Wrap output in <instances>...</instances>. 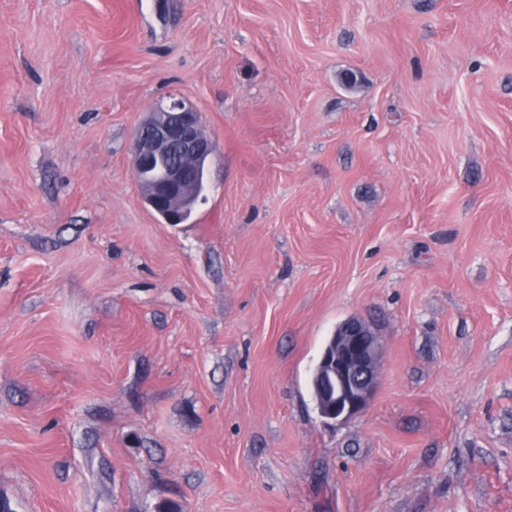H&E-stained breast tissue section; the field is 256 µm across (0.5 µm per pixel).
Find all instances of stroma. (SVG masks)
I'll return each mask as SVG.
<instances>
[{"mask_svg":"<svg viewBox=\"0 0 512 512\" xmlns=\"http://www.w3.org/2000/svg\"><path fill=\"white\" fill-rule=\"evenodd\" d=\"M171 95L183 224L131 164ZM352 316L380 381L327 421ZM0 494L512 512V0H0ZM214 152L191 103L170 97L155 106L132 137L133 169L144 203L166 224L181 223L198 199L196 186ZM382 349L363 320L351 317L336 325L312 380L321 417L345 420L369 408L379 383Z\"/></svg>","mask_w":512,"mask_h":512,"instance_id":"1","label":"stroma"}]
</instances>
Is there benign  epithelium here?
Returning a JSON list of instances; mask_svg holds the SVG:
<instances>
[{"mask_svg":"<svg viewBox=\"0 0 512 512\" xmlns=\"http://www.w3.org/2000/svg\"><path fill=\"white\" fill-rule=\"evenodd\" d=\"M215 152L200 112L181 97L155 106L134 130L132 163L144 203L167 224L181 223ZM382 343L363 320L338 323L312 380L318 413L345 420L367 410L378 387Z\"/></svg>","mask_w":512,"mask_h":512,"instance_id":"obj_1","label":"benign epithelium"}]
</instances>
